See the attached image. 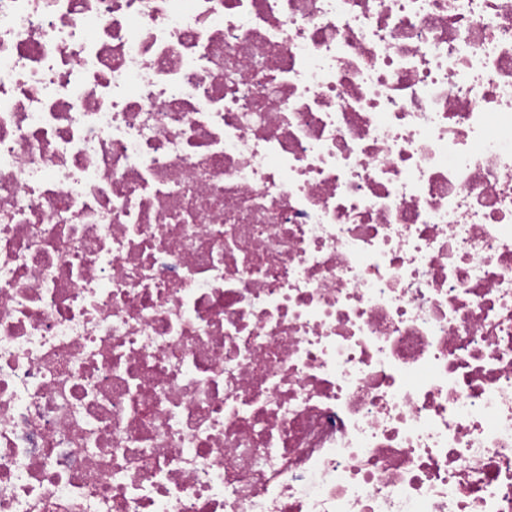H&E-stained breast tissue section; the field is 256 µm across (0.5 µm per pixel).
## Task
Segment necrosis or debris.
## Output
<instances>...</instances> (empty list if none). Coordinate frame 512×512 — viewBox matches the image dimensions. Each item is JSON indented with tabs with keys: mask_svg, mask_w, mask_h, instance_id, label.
Instances as JSON below:
<instances>
[{
	"mask_svg": "<svg viewBox=\"0 0 512 512\" xmlns=\"http://www.w3.org/2000/svg\"><path fill=\"white\" fill-rule=\"evenodd\" d=\"M0 512H512V0H0Z\"/></svg>",
	"mask_w": 512,
	"mask_h": 512,
	"instance_id": "1",
	"label": "necrosis or debris"
}]
</instances>
